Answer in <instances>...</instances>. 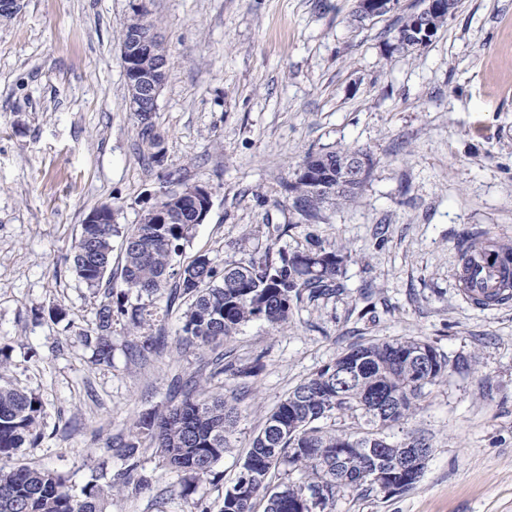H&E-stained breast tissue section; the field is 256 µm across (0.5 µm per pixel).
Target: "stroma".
Returning a JSON list of instances; mask_svg holds the SVG:
<instances>
[{"label": "stroma", "instance_id": "stroma-1", "mask_svg": "<svg viewBox=\"0 0 512 512\" xmlns=\"http://www.w3.org/2000/svg\"><path fill=\"white\" fill-rule=\"evenodd\" d=\"M132 0H21L0 21V380L43 404L38 446L14 467L62 474L73 490L95 460L136 439L141 414L182 399V384L223 395L240 421L214 476L185 490L147 439L112 512H219L267 412L351 344L428 340L449 360L409 430L433 452L423 477L386 496L348 490L334 512H512V301L466 300L456 272L462 236L512 245V0H461L427 46L403 50L400 0L365 21L356 0H145L168 49L152 116L163 163L129 111L120 31ZM363 148L372 173L355 202L328 206L316 228L351 254L342 295L298 306L284 329L253 321L213 347L181 345L185 299L161 289L132 332L112 322V361L95 362L81 334L124 286L120 238L111 281L87 288L71 247L87 214L107 204L137 223L162 188L212 192L181 262L238 258L236 242L304 227L284 186L309 153ZM61 319L50 317L54 306ZM152 349L132 357L134 338ZM256 375L219 372L216 355Z\"/></svg>", "mask_w": 512, "mask_h": 512}]
</instances>
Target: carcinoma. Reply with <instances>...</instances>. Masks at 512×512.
Wrapping results in <instances>:
<instances>
[{"instance_id": "1", "label": "carcinoma", "mask_w": 512, "mask_h": 512, "mask_svg": "<svg viewBox=\"0 0 512 512\" xmlns=\"http://www.w3.org/2000/svg\"><path fill=\"white\" fill-rule=\"evenodd\" d=\"M148 11L131 8L121 33L155 26ZM138 135L151 158L163 157L161 141L152 134L153 124L141 112L134 113ZM367 155L362 149L331 148L307 154L287 184L291 208L307 225L304 244L291 252L275 249L290 228L267 224V244L247 256L224 265L206 254L178 265L191 224H163L147 209L139 223L122 229L106 205L94 209L97 224H83L72 246V271L89 288H98L112 272V237L122 236L121 278L137 298L151 297L173 284L179 296L190 301L183 314L184 341L207 346L228 340L253 321L273 328L288 324L294 306L308 300L330 299L341 294V268L351 254L322 239L313 229L325 203H351L364 183H343L337 176L336 158ZM119 313L128 326L142 327L150 311L146 305L125 306ZM112 304L96 313L95 328L82 334L100 362L110 360ZM354 375L340 373L342 365ZM448 377V360L430 342L412 336L360 342L328 365L301 381L265 417L242 463L249 478L238 474L224 493L220 512H254L261 501L263 512H333L336 498L347 489L380 492L374 483L361 481L366 472L390 475L394 491L415 485L427 461L407 456V443L422 448L431 444L422 435L404 433L392 439L418 409L425 389ZM386 391L395 398L387 410L372 409V397ZM43 410L39 397L11 384L0 385V512H112V492L120 482L110 476L109 460L97 459V475L78 494L66 486L63 476L43 469L9 467L8 460L22 446L40 438L38 419ZM348 417L346 429L324 425L335 416ZM240 418L238 409L222 395L204 396L187 387L182 402L162 414L149 413L138 423V433L148 436L156 453L170 469L185 474V490L194 480L213 474L215 465L230 448V437ZM389 446H379L380 439ZM138 445L120 449L125 462L122 480L138 467Z\"/></svg>"}]
</instances>
